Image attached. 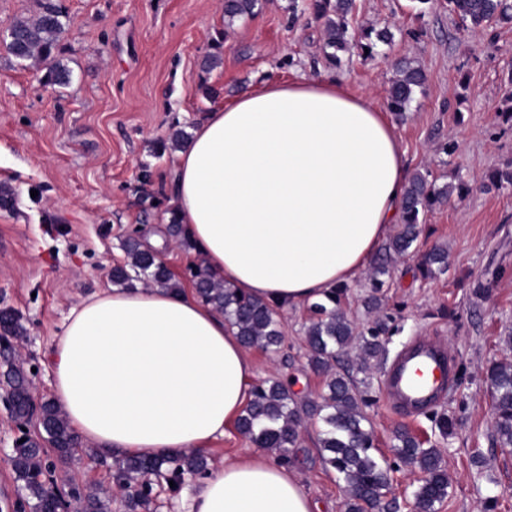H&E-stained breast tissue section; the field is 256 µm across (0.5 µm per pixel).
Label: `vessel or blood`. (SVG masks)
I'll return each instance as SVG.
<instances>
[{"mask_svg": "<svg viewBox=\"0 0 512 512\" xmlns=\"http://www.w3.org/2000/svg\"><path fill=\"white\" fill-rule=\"evenodd\" d=\"M448 354L441 346L422 340L403 353L391 367L385 388L407 411L432 404L444 391Z\"/></svg>", "mask_w": 512, "mask_h": 512, "instance_id": "obj_1", "label": "vessel or blood"}]
</instances>
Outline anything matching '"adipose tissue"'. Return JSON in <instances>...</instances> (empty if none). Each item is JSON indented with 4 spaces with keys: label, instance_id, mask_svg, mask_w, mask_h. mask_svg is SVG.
<instances>
[{
    "label": "adipose tissue",
    "instance_id": "1",
    "mask_svg": "<svg viewBox=\"0 0 512 512\" xmlns=\"http://www.w3.org/2000/svg\"><path fill=\"white\" fill-rule=\"evenodd\" d=\"M408 158L386 109L333 76L271 81L210 112L175 160L181 224L225 286L299 308L373 258L400 216ZM54 400L84 443L122 459L206 450L248 399L252 363L187 291L115 288L74 307ZM187 512H317L293 469L211 470Z\"/></svg>",
    "mask_w": 512,
    "mask_h": 512
}]
</instances>
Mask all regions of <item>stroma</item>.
<instances>
[{
  "label": "stroma",
  "mask_w": 512,
  "mask_h": 512,
  "mask_svg": "<svg viewBox=\"0 0 512 512\" xmlns=\"http://www.w3.org/2000/svg\"><path fill=\"white\" fill-rule=\"evenodd\" d=\"M66 11L59 42L72 72L68 87L43 84L41 69L18 63L0 48V186L14 196L0 208V308L15 309L25 331L21 357L36 399L52 396V353L71 310L112 285V269L125 264L123 242L137 234L162 242L155 254L182 282L195 252L168 231L175 151L172 129L194 132L213 110L270 80L336 75L354 94L385 102L391 63L408 58L427 81L395 127L411 169L430 170L438 183L463 178L464 201H451L426 218L420 250L448 251V271L434 279L414 275L411 258L398 260L383 294L394 322L383 359L373 363L366 409L380 455L392 458L393 432L408 427L439 449L448 495L436 512H512V448L494 443L490 362L512 360V186L495 187L491 170H512V125L500 112L512 85V25L465 31L437 0L417 17L412 0H355L350 30L389 27L391 44L375 59L344 56L340 66L321 55L323 28L309 16L292 17L289 0H263L256 15L226 23L224 0H61ZM223 61L202 62L216 40ZM220 87L207 99L204 86ZM456 145L454 154L441 150ZM150 180H142V166ZM157 201L145 209V198ZM489 293L477 294L478 284ZM279 351L248 349L251 384L287 381L297 402L319 399L324 376L307 361V308L280 311ZM425 337L447 347L455 375L444 400L408 415L388 401L384 379L395 356ZM453 421L443 435L440 415ZM320 422L300 431L289 466L321 512H342L344 484L322 459ZM17 428L0 407V512L17 495L9 464ZM259 449L229 425L207 451L210 466L246 460ZM114 463L78 453L59 467V485L111 489V512H125L113 488Z\"/></svg>",
  "instance_id": "35a3bbf8"
}]
</instances>
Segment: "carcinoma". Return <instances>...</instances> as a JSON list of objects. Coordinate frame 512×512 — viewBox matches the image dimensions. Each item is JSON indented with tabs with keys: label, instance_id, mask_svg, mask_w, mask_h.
Returning a JSON list of instances; mask_svg holds the SVG:
<instances>
[{
	"label": "carcinoma",
	"instance_id": "obj_1",
	"mask_svg": "<svg viewBox=\"0 0 512 512\" xmlns=\"http://www.w3.org/2000/svg\"><path fill=\"white\" fill-rule=\"evenodd\" d=\"M259 0H224V19L251 16ZM448 11L455 14L463 29L477 32L491 22H512V0H445ZM311 15L323 26L321 46L324 57L333 64L342 61V54L356 49L358 54L372 59L380 44L393 41L387 27L366 29L361 36L349 34L348 16L354 0H306L303 5L292 4ZM65 14L54 0H45L36 19H16L7 27L9 52L19 61L38 59L45 69L43 81L49 85L65 87L71 80V71L56 54L65 30ZM425 73L420 65L409 59L394 63L393 77L386 100L387 110L398 120L405 118L416 90L423 86ZM469 184L458 179L454 184L436 183L429 170L410 173L401 203V218L396 232L382 244L372 265L369 280L371 294L365 302L368 311L377 313L376 319L361 333L362 351L366 358L377 359L385 352L384 336L389 334L392 316L386 311L382 290L384 276L397 257H417L416 270L426 280L448 271V251L435 247L416 256L414 244L421 232L425 216L452 197L464 198ZM169 231L187 250L194 246L180 224L175 210H170ZM123 247L130 258L124 265L112 269V281L130 285L142 281L161 288L176 290L167 266L156 255L141 248L136 238L128 237ZM196 297L224 315L232 333L246 347H259L276 351L284 337L279 320L280 307L265 300L251 298L224 286L214 279L202 264L189 268ZM346 286L336 288L328 295V302L309 305L310 322L306 328L307 360L309 365L326 377V392L321 402H310L300 410L294 394L281 380H266L252 387L251 398L238 417L237 427L259 448L278 453L281 462L289 461L291 449L296 447L303 424V416L320 419L322 431L321 450L327 465L336 471L346 488L344 512H395L396 502L385 491L391 486L394 467L383 458L375 456L372 429L364 413L369 403L367 385L370 378L368 365L358 372L359 379L348 370L335 372L333 368L341 353L355 336V326L341 309ZM20 316L9 307L0 309V336L7 340L21 337ZM6 369L3 376L5 390L11 399V414L17 421L37 419L40 434L45 441L28 438L13 450L10 466L19 482L20 504L30 512H54V509L71 506L75 501L81 512H109V500L99 493L71 488L66 498L53 493L55 483L47 478L52 473L44 459L45 444H50L56 459L67 464L75 458L77 437L68 420L54 402H38L32 392L31 381L24 368L13 359L12 349L3 353ZM487 375L491 381V410L494 419V442L501 448H512V361H495ZM393 445L397 459L405 466L422 474L421 484L415 491L416 503L422 512H435L436 503L448 495V472L442 465L438 449L425 448L407 428L394 432ZM209 473L207 457L199 451H179L164 457H127L117 462L113 480L118 490L126 495L129 512H153L152 495L143 486L152 476H172L176 485L195 475Z\"/></svg>",
	"mask_w": 512,
	"mask_h": 512
}]
</instances>
